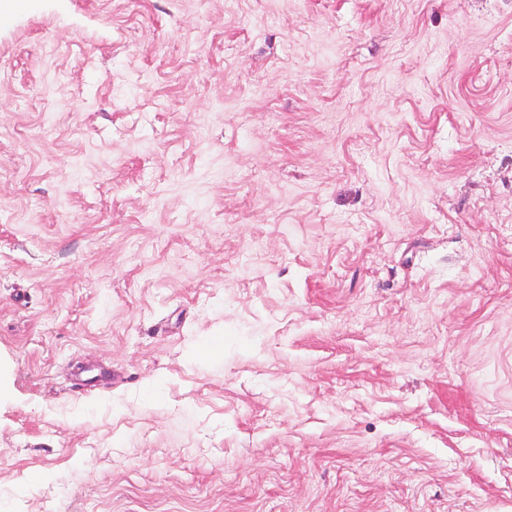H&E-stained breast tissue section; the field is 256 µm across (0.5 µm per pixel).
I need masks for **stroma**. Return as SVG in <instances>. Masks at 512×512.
Here are the masks:
<instances>
[{
  "mask_svg": "<svg viewBox=\"0 0 512 512\" xmlns=\"http://www.w3.org/2000/svg\"><path fill=\"white\" fill-rule=\"evenodd\" d=\"M0 512H512V0L1 22Z\"/></svg>",
  "mask_w": 512,
  "mask_h": 512,
  "instance_id": "obj_1",
  "label": "stroma"
}]
</instances>
